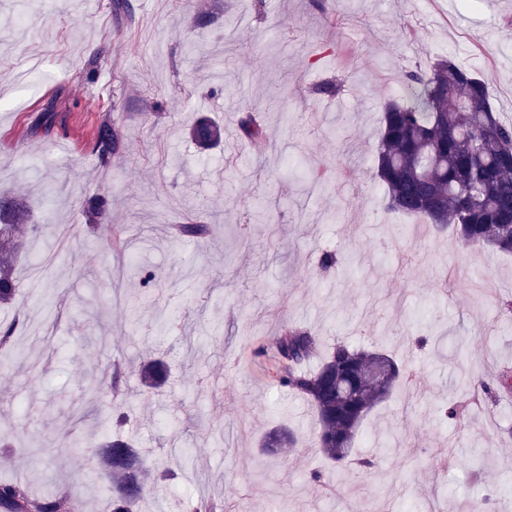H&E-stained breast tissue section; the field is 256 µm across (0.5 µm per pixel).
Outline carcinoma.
<instances>
[{
	"mask_svg": "<svg viewBox=\"0 0 512 512\" xmlns=\"http://www.w3.org/2000/svg\"><path fill=\"white\" fill-rule=\"evenodd\" d=\"M408 92L384 104L383 127L375 155L376 176L385 187L389 208L416 216L434 227H450L472 247L512 254V123L501 119L491 94L476 72L440 59L426 71L410 70ZM190 135L202 146L218 143L221 128L208 121ZM96 147L102 159L112 155L110 127H98ZM23 211L0 203V301L11 299L14 262L26 241ZM318 354L311 330L286 325L274 344L273 376L279 385L303 397L317 424L316 445L342 464L367 415L386 401L409 372L382 350H364L338 342L313 369L305 364ZM384 362L390 374L383 385L373 373ZM167 367L148 361L143 379L158 388ZM294 433L276 427L261 441L264 449L292 448ZM109 469L112 512H133L148 491L145 460L129 442L105 437L94 449ZM24 512H61L51 497L29 498L18 484H0V504Z\"/></svg>",
	"mask_w": 512,
	"mask_h": 512,
	"instance_id": "1",
	"label": "carcinoma"
}]
</instances>
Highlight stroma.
<instances>
[{
  "instance_id": "obj_1",
  "label": "stroma",
  "mask_w": 512,
  "mask_h": 512,
  "mask_svg": "<svg viewBox=\"0 0 512 512\" xmlns=\"http://www.w3.org/2000/svg\"><path fill=\"white\" fill-rule=\"evenodd\" d=\"M0 0V199L35 229L0 305V482L112 512L91 456L122 368L124 437L146 455L141 512H512V397L446 419L461 374L512 367V258L451 230L402 234L373 171L383 105L449 58L512 118V0ZM335 85L332 94L323 85ZM265 128L256 144L239 121ZM224 135L205 149L199 119ZM117 141L102 160L95 133ZM110 208L87 223L92 197ZM203 224L204 236L180 233ZM336 254L340 270L321 265ZM150 283H143V274ZM412 367L336 471L309 404L273 383L283 324ZM168 381L145 390V357ZM288 426L299 447L263 454ZM322 470L326 488L310 474Z\"/></svg>"
}]
</instances>
